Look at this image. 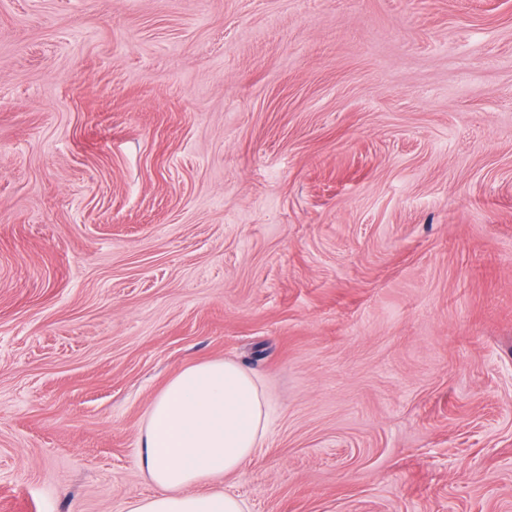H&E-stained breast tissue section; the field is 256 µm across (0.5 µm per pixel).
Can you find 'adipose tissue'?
<instances>
[{
	"label": "adipose tissue",
	"instance_id": "obj_1",
	"mask_svg": "<svg viewBox=\"0 0 512 512\" xmlns=\"http://www.w3.org/2000/svg\"><path fill=\"white\" fill-rule=\"evenodd\" d=\"M268 427V400L235 363L211 360L171 378L152 402L140 465L156 488L129 512H243L218 488L241 470Z\"/></svg>",
	"mask_w": 512,
	"mask_h": 512
}]
</instances>
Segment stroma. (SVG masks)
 I'll list each match as a JSON object with an SVG mask.
<instances>
[{
	"label": "stroma",
	"mask_w": 512,
	"mask_h": 512,
	"mask_svg": "<svg viewBox=\"0 0 512 512\" xmlns=\"http://www.w3.org/2000/svg\"><path fill=\"white\" fill-rule=\"evenodd\" d=\"M214 359L244 512H512V0H0V512Z\"/></svg>",
	"instance_id": "1"
}]
</instances>
